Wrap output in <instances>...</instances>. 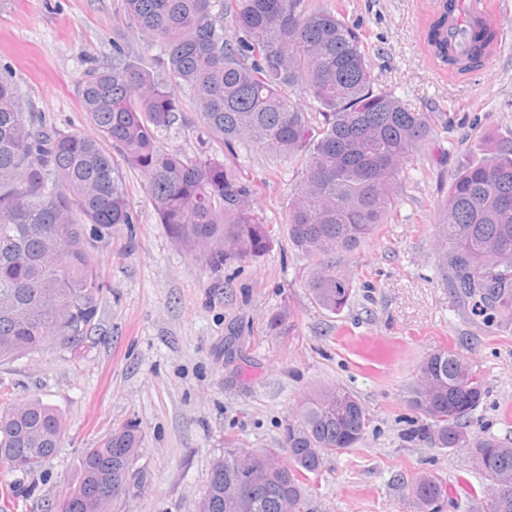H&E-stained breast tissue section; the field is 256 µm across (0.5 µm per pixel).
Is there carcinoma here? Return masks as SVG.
<instances>
[{
    "instance_id": "cac0c4a2",
    "label": "carcinoma",
    "mask_w": 512,
    "mask_h": 512,
    "mask_svg": "<svg viewBox=\"0 0 512 512\" xmlns=\"http://www.w3.org/2000/svg\"><path fill=\"white\" fill-rule=\"evenodd\" d=\"M130 28L159 43L143 64L123 34L112 59L83 73L77 95L94 135L36 123L19 86L0 78V361L88 338L100 289L94 242L134 223L132 202L109 142L147 193L172 239L212 268L264 256L276 242L256 212L255 188L227 161L243 145L292 165L291 244L313 261L305 288L316 305L339 314L353 278L349 256L397 214L400 194L434 132L429 112H415L379 83L363 34L317 0H124ZM456 0H443L427 39L448 68L481 65L497 39L473 21L466 59L442 32ZM224 152L189 156L163 148L159 132L181 111L180 97ZM310 98L311 108L297 100ZM93 227L89 235L86 225ZM438 267L457 304L496 328L512 325V146L453 175L436 224ZM466 278L484 288L456 290ZM485 397L482 379L451 348L417 369L410 403L422 415L413 435L437 448H466L485 480L488 512H512V442L479 437L465 419ZM370 414L342 386L314 391L288 420L277 448L231 450L211 470L198 512H312L310 476L325 456L359 444ZM64 432L54 408L0 393V469L45 460ZM142 433L115 428L84 449L80 475L62 512H108L136 478ZM255 498L243 502L245 478ZM103 495L90 497L86 490ZM447 493L436 475L419 477L420 512H435Z\"/></svg>"
}]
</instances>
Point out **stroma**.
Segmentation results:
<instances>
[{"label":"stroma","mask_w":512,"mask_h":512,"mask_svg":"<svg viewBox=\"0 0 512 512\" xmlns=\"http://www.w3.org/2000/svg\"><path fill=\"white\" fill-rule=\"evenodd\" d=\"M359 28L372 70L409 108L432 113L435 134L407 179L392 223L351 257L353 292L334 315L304 279L310 259L288 241L292 169L252 148L236 162L256 189L254 206L279 242L266 255L212 270L160 224L146 179L124 169L136 221L96 243L101 288L89 338L0 362L12 399H38L63 419L55 452L34 473H0L12 495L0 512H57L85 448L137 423L138 485L110 512H197L214 463L233 448H275L309 391L340 385L371 422L356 447L328 456L308 486L317 512H417L411 488L432 473L449 489L438 512H482L458 492L480 487L467 449L411 439L421 416L409 404L420 362L453 348L488 390L467 417L479 436L512 439V329L458 309L437 267L440 188L463 165L512 145V40L488 70L448 71L425 30L433 0H323ZM123 0H0V76L11 78L47 125L92 133L77 84L112 56ZM167 149L207 147L191 104L160 135ZM286 319L271 327L277 313Z\"/></svg>","instance_id":"35a3bbf8"}]
</instances>
